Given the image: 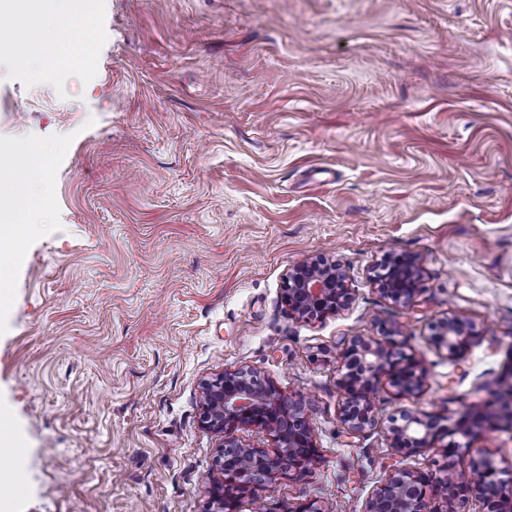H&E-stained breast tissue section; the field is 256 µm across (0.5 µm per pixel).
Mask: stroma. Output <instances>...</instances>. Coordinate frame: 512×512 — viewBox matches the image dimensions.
<instances>
[{"instance_id":"35a3bbf8","label":"stroma","mask_w":512,"mask_h":512,"mask_svg":"<svg viewBox=\"0 0 512 512\" xmlns=\"http://www.w3.org/2000/svg\"><path fill=\"white\" fill-rule=\"evenodd\" d=\"M95 54L34 80L0 56V149L52 159V206L10 273L0 404L23 442L9 512H208L223 438L203 380L250 367L300 396L319 452L238 512H365L397 467L392 420L484 411L512 369V0H83ZM423 268L408 305L373 280ZM327 256L352 299L321 320L281 301ZM477 335L449 358L437 325ZM424 360L381 381L374 423L341 420L352 337ZM466 451L512 481V425Z\"/></svg>"}]
</instances>
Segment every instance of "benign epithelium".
<instances>
[{
	"instance_id": "obj_1",
	"label": "benign epithelium",
	"mask_w": 512,
	"mask_h": 512,
	"mask_svg": "<svg viewBox=\"0 0 512 512\" xmlns=\"http://www.w3.org/2000/svg\"><path fill=\"white\" fill-rule=\"evenodd\" d=\"M422 272L414 259L405 258L396 265L386 261L377 274L380 291L396 303L408 304L420 291ZM345 278L341 266L326 257L291 266L282 295L288 313L310 322L342 310L351 300ZM474 336L470 324L448 318L434 340L454 358ZM343 368L340 383L347 397L341 417L353 432L374 423L372 395L381 378L388 377L401 395H417L427 374L416 357L396 353L381 341L359 338L352 340ZM201 394L202 425L224 436L215 457L223 479L211 489L213 512H237L240 495L255 484L268 485L282 474L298 480L308 475L317 446L303 399L284 396L272 380L253 368L206 379ZM249 427L266 432L274 450L242 445L237 432ZM389 431L397 448L412 452L430 448L438 438L448 436V447L455 449L458 463L451 464L449 473L428 478L404 468L392 470L367 500L365 512H466L472 500L482 503L485 512H503V503L512 500V486L498 477L492 462L465 455L462 445L453 440L457 434L470 436L472 422L436 427L428 414L420 413L403 424H392Z\"/></svg>"
}]
</instances>
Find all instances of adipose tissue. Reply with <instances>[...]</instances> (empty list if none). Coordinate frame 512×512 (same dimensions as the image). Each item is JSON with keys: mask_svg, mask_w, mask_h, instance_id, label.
I'll return each mask as SVG.
<instances>
[{"mask_svg": "<svg viewBox=\"0 0 512 512\" xmlns=\"http://www.w3.org/2000/svg\"><path fill=\"white\" fill-rule=\"evenodd\" d=\"M93 22L87 7H75L57 15L54 32L24 30L17 39H0V53L13 56L21 65H34L35 78L50 77L74 59L90 57L92 46L85 34ZM50 167L48 152L35 142L18 148L8 162L15 186L10 193L0 194V314L7 312L12 302L9 272L20 264L28 240L39 229L34 218L51 205L50 198L32 191L30 184L47 176Z\"/></svg>", "mask_w": 512, "mask_h": 512, "instance_id": "ef3b65f1", "label": "adipose tissue"}]
</instances>
